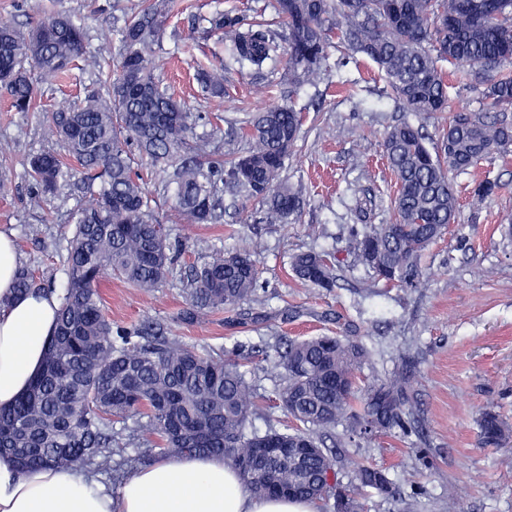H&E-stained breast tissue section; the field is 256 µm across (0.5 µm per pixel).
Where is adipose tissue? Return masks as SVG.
Segmentation results:
<instances>
[{
	"label": "adipose tissue",
	"mask_w": 512,
	"mask_h": 512,
	"mask_svg": "<svg viewBox=\"0 0 512 512\" xmlns=\"http://www.w3.org/2000/svg\"><path fill=\"white\" fill-rule=\"evenodd\" d=\"M20 257L0 231V409L11 408L44 363L59 301L35 291L14 294ZM0 512H317L312 501L256 498L222 457L187 454L137 467L112 494L87 473L42 467L20 470L0 455Z\"/></svg>",
	"instance_id": "1"
}]
</instances>
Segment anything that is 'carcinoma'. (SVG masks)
<instances>
[{
	"mask_svg": "<svg viewBox=\"0 0 512 512\" xmlns=\"http://www.w3.org/2000/svg\"><path fill=\"white\" fill-rule=\"evenodd\" d=\"M174 9V0H141L119 28L123 47L119 73L105 88L89 87L68 108L53 112L47 133L64 154L31 155L26 176L43 198H52L80 177L89 202L72 212L74 229L64 259L60 309L41 372L8 410L0 411V453L22 470L55 467L98 472L112 463V445L137 417L130 438L152 436L164 456L220 455L234 465L259 496L286 486L288 499H329L339 490L335 460L323 448L324 432L346 423L337 442L371 438L387 429L406 431L416 406L409 377L379 379L358 398L357 371L369 355L347 336L288 341L277 396L291 425L260 432L250 428L253 395L241 363L154 335L112 329L100 292L113 274L144 293L155 291L173 263L170 246L133 171L135 158L166 173L175 186L174 209L193 224H211L224 195L258 202L255 220L297 224L303 215L300 189L282 173L302 125L301 113L277 104L231 123L224 142L196 128L220 115L224 72H203L200 82L212 112H193L170 96L155 76L151 48ZM275 25L222 15L210 20L230 41L238 60L260 73L286 55L282 83L296 91L328 66L332 37L338 48L370 59L384 74L390 95L416 116L450 111L442 63L464 66L463 75L485 78L483 106L454 112L448 133L429 148L421 128L403 121L387 131L384 152L397 178L394 224H354L350 243L357 259L377 279L400 288L422 283L421 253L455 222V179L478 161L512 151V0H276ZM84 25L55 12L21 31L0 26V89L16 112L41 111L38 85L69 76L76 68L101 73L111 66L112 47L86 50ZM304 283L330 290L334 264L319 252L292 258ZM258 272L248 251L214 250L193 270L188 318L233 309L256 295ZM17 293L41 290L22 266ZM362 400V410L355 402ZM483 442L501 447L512 428L492 411L479 423ZM274 443L306 446L300 467L266 457L247 469L254 449ZM380 491L390 481L380 470L355 472Z\"/></svg>",
	"mask_w": 512,
	"mask_h": 512,
	"instance_id": "1",
	"label": "carcinoma"
}]
</instances>
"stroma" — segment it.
<instances>
[{
    "label": "stroma",
    "instance_id": "stroma-1",
    "mask_svg": "<svg viewBox=\"0 0 512 512\" xmlns=\"http://www.w3.org/2000/svg\"><path fill=\"white\" fill-rule=\"evenodd\" d=\"M113 0H0V25L17 27L65 10L85 18L90 48L109 41L113 63L121 55ZM177 6L154 45L155 73L170 93L203 111L207 100L196 80L200 69L223 70L224 114L244 117L275 104L294 102L304 112L301 138L286 176L302 185L301 223L256 224L255 205L241 200L214 224H190L172 211L173 192L146 162L137 169L152 206L181 248L172 276L146 295L117 278L101 285L104 310L114 325H150L165 336L215 353L241 348L257 411L258 429L288 424L276 388V361L287 341L341 334L352 324L371 355L361 370L364 383L399 370L411 375L418 431L399 428L371 440L335 449L337 479L354 481L357 466L383 470L391 490L361 488L363 512H512V448L481 441L479 419L492 410L512 423V153L480 160L456 181L460 208L455 224L421 257L420 287H387L350 250L353 224H389L396 178L383 154L386 130L404 113L370 60L341 62L330 51L328 68L313 83L289 94L279 71L257 75L236 63L230 43L210 32L215 13L229 18L273 20L275 0H176ZM91 74L41 85V112H16L0 92V142L10 147L6 165L14 189L0 197V230L11 233L21 262L46 286L64 283L63 258L71 233L70 212L80 199L62 188L51 200L37 197L24 176L29 155L58 150L45 133L47 111L71 104ZM496 191L471 197L483 179ZM227 252L249 249L259 271L258 292L241 306L253 322L237 323L233 311L213 312L189 323L185 293L191 266L203 263V245ZM316 251L336 266L335 288L303 285L290 269L292 255ZM240 310V311H241Z\"/></svg>",
    "mask_w": 512,
    "mask_h": 512
}]
</instances>
